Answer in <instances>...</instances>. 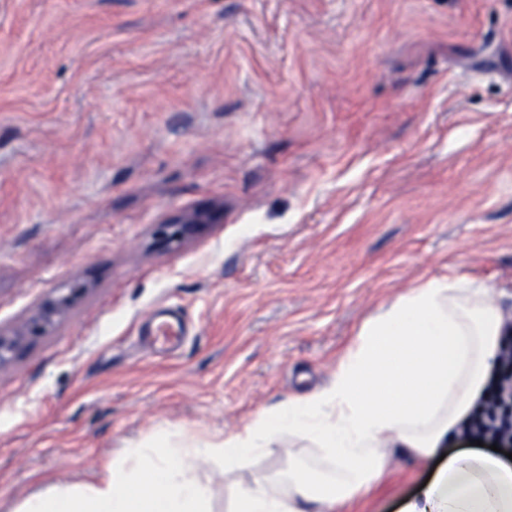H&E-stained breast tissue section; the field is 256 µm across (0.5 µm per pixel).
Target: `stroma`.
Returning <instances> with one entry per match:
<instances>
[{
  "instance_id": "35a3bbf8",
  "label": "stroma",
  "mask_w": 512,
  "mask_h": 512,
  "mask_svg": "<svg viewBox=\"0 0 512 512\" xmlns=\"http://www.w3.org/2000/svg\"><path fill=\"white\" fill-rule=\"evenodd\" d=\"M448 275L512 317V0H0V329L77 291L0 366V512L320 391ZM161 306L192 326L171 354L140 340ZM320 459L191 467L227 512ZM432 467L388 450L336 512H398ZM199 223L200 221L197 217H181L170 222L169 224L159 225L156 232V237L161 243L165 245H172L175 243L191 240L198 235L203 225Z\"/></svg>"
}]
</instances>
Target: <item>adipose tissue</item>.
<instances>
[{
    "label": "adipose tissue",
    "instance_id": "ef3b65f1",
    "mask_svg": "<svg viewBox=\"0 0 512 512\" xmlns=\"http://www.w3.org/2000/svg\"><path fill=\"white\" fill-rule=\"evenodd\" d=\"M488 292L466 277L424 279L361 323L327 388L259 412L223 437L160 434L125 449L96 484L48 485L14 512H211L208 484L183 459L207 456L235 468L295 437L321 448L331 471L295 468L283 491L255 477L229 512H331L372 485L387 448L438 461L401 512H512V462L451 448L486 392L505 334L504 310Z\"/></svg>",
    "mask_w": 512,
    "mask_h": 512
}]
</instances>
